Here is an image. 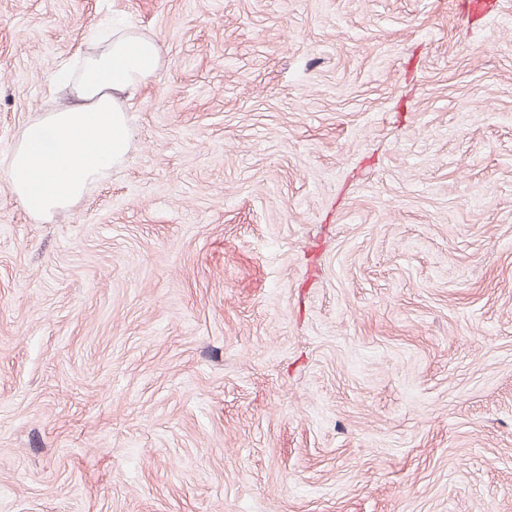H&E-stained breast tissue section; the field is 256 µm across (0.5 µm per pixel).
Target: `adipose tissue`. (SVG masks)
<instances>
[{"label": "adipose tissue", "mask_w": 512, "mask_h": 512, "mask_svg": "<svg viewBox=\"0 0 512 512\" xmlns=\"http://www.w3.org/2000/svg\"><path fill=\"white\" fill-rule=\"evenodd\" d=\"M161 43L138 31L98 38L70 82L71 97L27 128L9 154L10 188L33 217L67 209L128 153L125 101L158 72Z\"/></svg>", "instance_id": "ef3b65f1"}]
</instances>
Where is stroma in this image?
<instances>
[{
    "instance_id": "35a3bbf8",
    "label": "stroma",
    "mask_w": 512,
    "mask_h": 512,
    "mask_svg": "<svg viewBox=\"0 0 512 512\" xmlns=\"http://www.w3.org/2000/svg\"><path fill=\"white\" fill-rule=\"evenodd\" d=\"M0 0V512H512V0ZM163 46L51 220L84 37ZM162 45L138 31L110 30L82 60L80 75L57 84L71 98L27 128L9 154L10 188L24 209L47 220L67 209L131 144L124 102L158 72Z\"/></svg>"
}]
</instances>
